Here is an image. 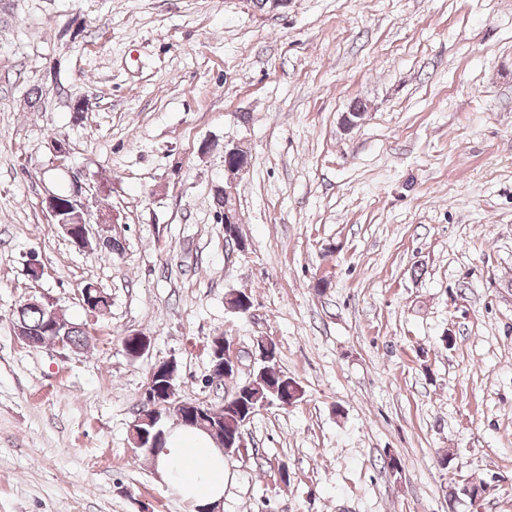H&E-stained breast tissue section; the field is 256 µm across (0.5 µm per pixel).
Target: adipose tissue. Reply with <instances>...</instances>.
Listing matches in <instances>:
<instances>
[{
    "label": "adipose tissue",
    "instance_id": "ef3b65f1",
    "mask_svg": "<svg viewBox=\"0 0 512 512\" xmlns=\"http://www.w3.org/2000/svg\"><path fill=\"white\" fill-rule=\"evenodd\" d=\"M164 481L194 507L215 512L224 497V455L205 432L182 425L165 438L156 458Z\"/></svg>",
    "mask_w": 512,
    "mask_h": 512
}]
</instances>
